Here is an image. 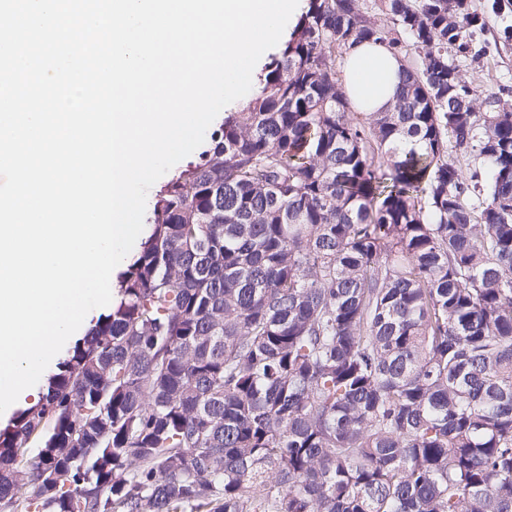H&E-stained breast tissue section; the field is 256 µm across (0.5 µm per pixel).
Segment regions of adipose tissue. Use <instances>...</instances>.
Here are the masks:
<instances>
[{"label": "adipose tissue", "mask_w": 512, "mask_h": 512, "mask_svg": "<svg viewBox=\"0 0 512 512\" xmlns=\"http://www.w3.org/2000/svg\"><path fill=\"white\" fill-rule=\"evenodd\" d=\"M399 62L382 43L364 41L348 49L342 87L359 112H383L393 103L399 86Z\"/></svg>", "instance_id": "1"}]
</instances>
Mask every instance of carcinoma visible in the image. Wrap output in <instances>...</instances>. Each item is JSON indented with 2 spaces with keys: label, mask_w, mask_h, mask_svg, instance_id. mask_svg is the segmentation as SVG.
<instances>
[{
  "label": "carcinoma",
  "mask_w": 512,
  "mask_h": 512,
  "mask_svg": "<svg viewBox=\"0 0 512 512\" xmlns=\"http://www.w3.org/2000/svg\"><path fill=\"white\" fill-rule=\"evenodd\" d=\"M484 28L307 0L0 430V512H512V109L448 59ZM366 40L401 62L387 112L342 90Z\"/></svg>",
  "instance_id": "obj_1"
}]
</instances>
